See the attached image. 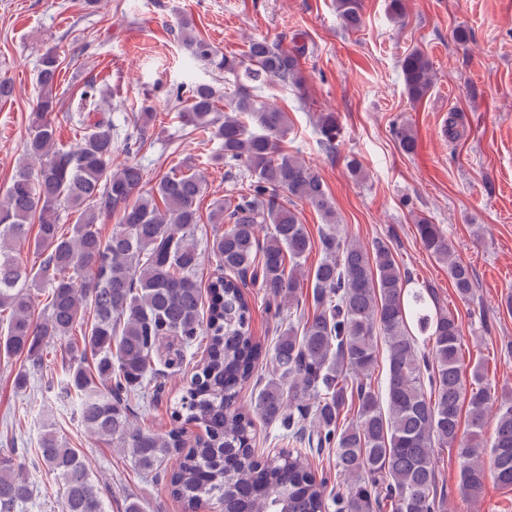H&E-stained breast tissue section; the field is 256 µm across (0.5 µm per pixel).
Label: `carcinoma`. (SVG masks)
<instances>
[{
    "mask_svg": "<svg viewBox=\"0 0 512 512\" xmlns=\"http://www.w3.org/2000/svg\"><path fill=\"white\" fill-rule=\"evenodd\" d=\"M362 8V0H336L350 30L362 26ZM179 28L197 60L233 77V90L223 94L212 83H197L173 91L172 104L185 105L191 131L219 142L215 160L248 181L244 192L216 202L210 214L216 228L205 238L214 265L207 289L198 280L202 176L172 169L146 189L139 165L112 169L118 124L110 115L91 118L101 111L100 90L92 83L69 115L75 142L59 144L48 115L58 104L63 60L47 50L38 61L23 155L0 200V314L7 313L0 319V357H24L16 387L46 370V340L64 343V390L76 401L82 425L103 440H118L141 471L162 476L185 512H376L386 505L391 512H444L436 448L457 451L464 499L478 501L489 478L512 487V394L492 396L480 367L466 370L462 325L454 313L434 289L416 285L386 242L365 245L342 236L319 173L281 147L288 113L259 89L273 80L301 87L306 46L284 50L255 38L244 54L226 55L195 34L190 20L181 19ZM400 69L406 95L421 101L434 84L430 62L415 49ZM155 118L152 106H141L125 152L140 143ZM316 126L323 143L335 147L336 113H318ZM393 133L402 152H415L410 124H394ZM284 193L324 217V258L309 274L314 310L302 329L284 323L275 310L283 330L255 413L301 446L335 450L346 492L332 497L327 478L316 476L301 448L257 460L253 419L236 406L263 358L252 334L246 280L290 308L302 299V260L311 242L296 213L278 204ZM62 212L77 214L68 234L59 224ZM112 216L117 224L105 237L99 225ZM35 221L31 240L29 224ZM415 228L422 247L448 267L458 297L470 299L473 271L440 225L418 217ZM30 242L37 257L31 266L19 257ZM42 285L51 297L37 318L32 290ZM88 312L93 321L86 328ZM380 335L387 347L381 393L372 385ZM170 337L181 349L163 360L160 344ZM203 337L204 360L172 411L175 421L200 428L202 435L170 469L172 451L184 445V427L165 434L135 427L129 400L156 390L157 363L181 365L184 352L201 347ZM353 401L356 416L349 420L345 409ZM465 405L470 431L462 437ZM36 456L62 486V512H108L85 461L48 418ZM16 457L14 447L0 452V512H16L33 496Z\"/></svg>",
    "mask_w": 512,
    "mask_h": 512,
    "instance_id": "carcinoma-1",
    "label": "carcinoma"
}]
</instances>
